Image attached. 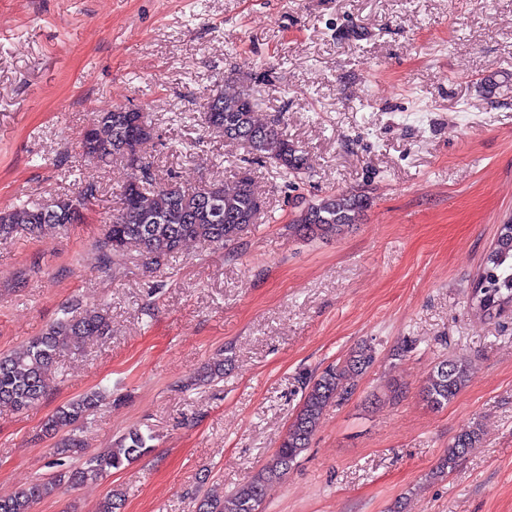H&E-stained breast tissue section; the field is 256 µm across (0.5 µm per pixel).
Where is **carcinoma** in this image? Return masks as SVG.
Returning <instances> with one entry per match:
<instances>
[{"instance_id": "obj_1", "label": "carcinoma", "mask_w": 512, "mask_h": 512, "mask_svg": "<svg viewBox=\"0 0 512 512\" xmlns=\"http://www.w3.org/2000/svg\"><path fill=\"white\" fill-rule=\"evenodd\" d=\"M257 107V99L247 89L216 94L208 101L206 124L224 135L225 140L246 145L252 158L259 162L272 163L295 177L306 173V160L280 120L257 119ZM105 114L109 122L101 125L96 146L81 152L82 157L103 164L113 159L125 161L132 140L137 157L129 164L131 173L121 187L120 207L97 243L102 265H109L113 255L130 247L158 265L177 257L189 241L234 244L256 224L263 200L255 192L248 170L238 171L230 188L222 183L186 188L173 182H158L143 161V148L153 137H136L139 127L133 125L138 119L148 123L143 113L109 109ZM368 204V197L360 192L331 193L302 209L288 228L303 237L339 235L356 223ZM40 208V204L28 203L0 210V240L58 227L52 219L37 218ZM145 216H155L159 222L145 224ZM470 299L471 309L483 317L512 310V219L498 225L472 284ZM109 327L110 318L104 309H86L77 316L65 312L26 345L0 353V407L23 410L39 404L46 397L49 374L61 353L79 349L90 336L107 334ZM374 362L375 351L363 344L342 361L306 380L299 410L263 468L230 494L204 496L197 503L196 512H262L270 489L309 448L327 408L347 400L357 378ZM471 377L467 360L445 358L427 376L423 397L432 408H443L459 396ZM102 399L103 394L94 391L57 407L48 416L43 431L58 438L53 448V465L58 471L48 481H36L18 492L1 495L0 512H33L34 505L60 484L75 486L97 480L145 453L146 438L136 430L104 454L88 453L79 427L93 415ZM480 439L479 428L462 429L448 445L437 471L455 469Z\"/></svg>"}]
</instances>
